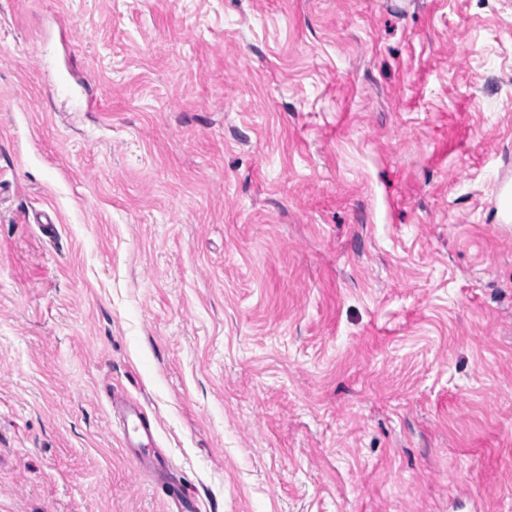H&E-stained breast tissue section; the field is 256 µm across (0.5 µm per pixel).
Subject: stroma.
Here are the masks:
<instances>
[{
	"mask_svg": "<svg viewBox=\"0 0 512 512\" xmlns=\"http://www.w3.org/2000/svg\"><path fill=\"white\" fill-rule=\"evenodd\" d=\"M504 174L512 0H0V512H512Z\"/></svg>",
	"mask_w": 512,
	"mask_h": 512,
	"instance_id": "35a3bbf8",
	"label": "stroma"
}]
</instances>
